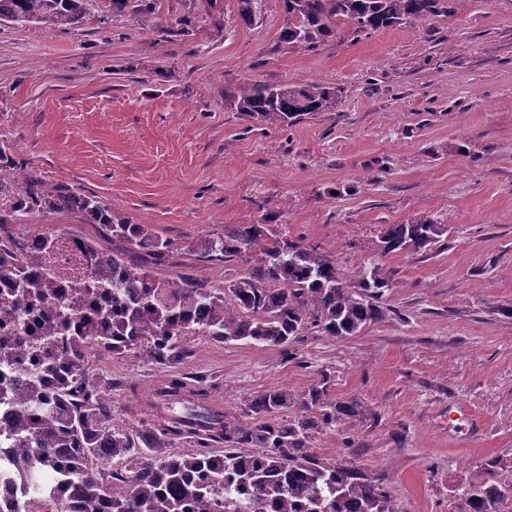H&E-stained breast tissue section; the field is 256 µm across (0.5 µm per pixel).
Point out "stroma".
Wrapping results in <instances>:
<instances>
[{
	"instance_id": "1",
	"label": "stroma",
	"mask_w": 512,
	"mask_h": 512,
	"mask_svg": "<svg viewBox=\"0 0 512 512\" xmlns=\"http://www.w3.org/2000/svg\"><path fill=\"white\" fill-rule=\"evenodd\" d=\"M87 0L80 23L0 24V227L56 232L124 251L79 210H16L30 186L92 198L147 224L170 254L158 277L224 286L197 255L228 224L266 220L336 256L346 274L378 261L393 279L385 318L337 341L306 335L296 360L273 348L191 337L189 371L222 385L243 415L270 389L303 396L327 380L357 416L316 434L323 462L351 460L404 512H456L474 474L512 481V0H449L447 14L368 33L343 26L315 48L281 43V0L243 25L235 0ZM248 81L338 88L336 108L286 130L236 112ZM430 216V251L376 256L380 225ZM171 366L97 357L112 422L132 430L127 385L149 396ZM354 447L343 445L344 438Z\"/></svg>"
}]
</instances>
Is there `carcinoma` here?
Masks as SVG:
<instances>
[{"label":"carcinoma","mask_w":512,"mask_h":512,"mask_svg":"<svg viewBox=\"0 0 512 512\" xmlns=\"http://www.w3.org/2000/svg\"><path fill=\"white\" fill-rule=\"evenodd\" d=\"M281 42L313 48L344 24L358 32L418 22L444 0H281ZM244 25L257 21L252 0H236ZM86 0H0V21L72 26ZM336 88L246 82L224 97L265 128L288 129L331 112ZM19 208L78 209L112 230L131 251L163 257L169 242L144 224H129L73 193L32 189ZM447 227L429 216L384 224V255L426 252ZM18 243L0 232V467L31 490L5 497L0 512H224V496L246 494L249 512H402L374 480L353 467L326 465L311 435L357 414L351 400L330 402L316 385L298 400L283 389L253 396L247 420L217 403L218 384L190 372L165 375L151 396L134 399L135 434L112 425V401L88 377L92 359L140 356L160 365L190 357L186 340L205 336L281 349L310 330L342 340L386 315L380 305L391 274L372 263L347 276L336 257L283 238L266 222L228 224L202 259L245 265L227 285L207 288L159 278L124 254L78 240L88 274L61 285L52 273V240ZM299 407L301 413L286 412ZM192 452L142 457L143 448ZM458 512H512V483L475 475L459 494Z\"/></svg>","instance_id":"cac0c4a2"}]
</instances>
